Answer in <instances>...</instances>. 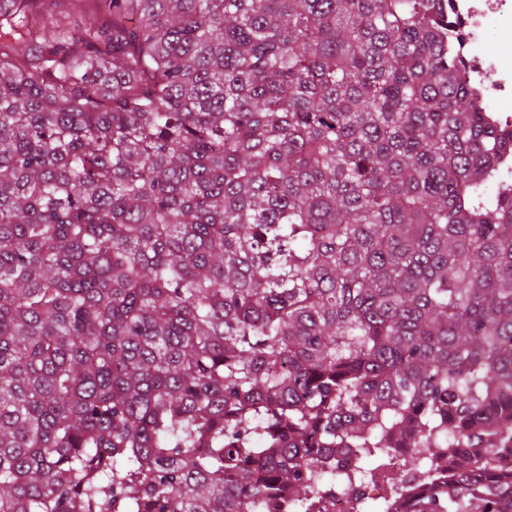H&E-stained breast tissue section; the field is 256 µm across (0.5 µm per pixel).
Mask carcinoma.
Returning a JSON list of instances; mask_svg holds the SVG:
<instances>
[{"instance_id":"1","label":"carcinoma","mask_w":512,"mask_h":512,"mask_svg":"<svg viewBox=\"0 0 512 512\" xmlns=\"http://www.w3.org/2000/svg\"><path fill=\"white\" fill-rule=\"evenodd\" d=\"M448 0H0V512H512V141Z\"/></svg>"}]
</instances>
